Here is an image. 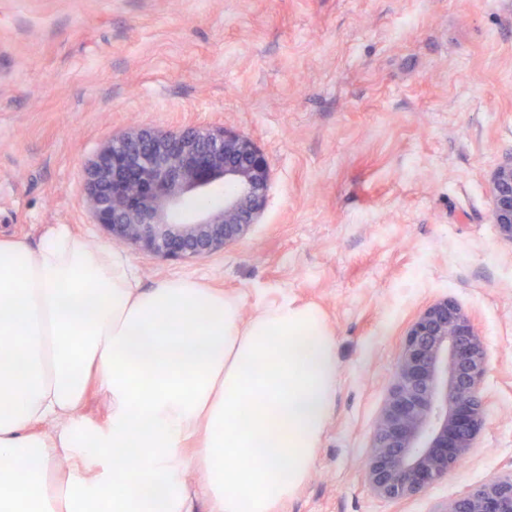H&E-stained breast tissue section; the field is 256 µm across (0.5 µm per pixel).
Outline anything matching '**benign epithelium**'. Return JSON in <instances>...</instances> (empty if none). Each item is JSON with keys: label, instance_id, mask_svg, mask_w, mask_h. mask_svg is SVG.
<instances>
[{"label": "benign epithelium", "instance_id": "obj_1", "mask_svg": "<svg viewBox=\"0 0 512 512\" xmlns=\"http://www.w3.org/2000/svg\"><path fill=\"white\" fill-rule=\"evenodd\" d=\"M270 168L247 135L227 127L112 138L85 171L93 213L112 239L170 260L203 259L259 222ZM224 196L218 205L214 194ZM492 223L512 241V154L490 178ZM489 354L471 314L442 297L410 323L363 461L373 493L403 501L448 474L474 447L486 407ZM434 512H512V468Z\"/></svg>", "mask_w": 512, "mask_h": 512}]
</instances>
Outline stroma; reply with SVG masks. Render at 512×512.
Returning a JSON list of instances; mask_svg holds the SVG:
<instances>
[{"mask_svg": "<svg viewBox=\"0 0 512 512\" xmlns=\"http://www.w3.org/2000/svg\"><path fill=\"white\" fill-rule=\"evenodd\" d=\"M228 126L271 179L259 224L199 260L115 245L83 170L133 125ZM512 153V0H0V239L52 226L143 286L204 282L244 315L289 298L336 338V403L285 512H434L512 465V242L489 180ZM449 296L489 348L483 427L391 502L362 469L406 329Z\"/></svg>", "mask_w": 512, "mask_h": 512, "instance_id": "stroma-1", "label": "stroma"}]
</instances>
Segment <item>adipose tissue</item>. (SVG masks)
<instances>
[{
	"label": "adipose tissue",
	"mask_w": 512,
	"mask_h": 512,
	"mask_svg": "<svg viewBox=\"0 0 512 512\" xmlns=\"http://www.w3.org/2000/svg\"><path fill=\"white\" fill-rule=\"evenodd\" d=\"M337 380L315 307L146 288L63 224L0 240V512H283ZM94 391L106 417L78 420Z\"/></svg>",
	"instance_id": "ef3b65f1"
}]
</instances>
